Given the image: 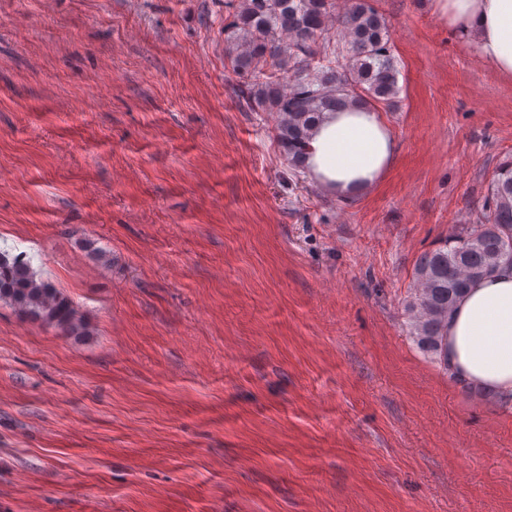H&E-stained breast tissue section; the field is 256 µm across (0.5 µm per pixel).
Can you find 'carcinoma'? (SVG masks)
<instances>
[{"label":"carcinoma","instance_id":"carcinoma-1","mask_svg":"<svg viewBox=\"0 0 512 512\" xmlns=\"http://www.w3.org/2000/svg\"><path fill=\"white\" fill-rule=\"evenodd\" d=\"M225 7L235 9L224 28L226 57L233 72L253 78L240 97L253 110L278 113L276 138L290 165L304 166L311 128L323 113L395 102L400 70L391 33L370 0H351L340 14L334 0H227ZM269 64L279 71L275 81L262 79ZM503 262L512 263V159L496 169L479 223L466 225L415 265L409 335L443 368L448 314L471 281ZM0 301L69 336L89 335L59 289L22 257L1 251Z\"/></svg>","mask_w":512,"mask_h":512}]
</instances>
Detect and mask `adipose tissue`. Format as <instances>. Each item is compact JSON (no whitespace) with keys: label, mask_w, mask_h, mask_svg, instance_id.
<instances>
[{"label":"adipose tissue","mask_w":512,"mask_h":512,"mask_svg":"<svg viewBox=\"0 0 512 512\" xmlns=\"http://www.w3.org/2000/svg\"><path fill=\"white\" fill-rule=\"evenodd\" d=\"M449 29L473 42L480 58L512 77V0H436ZM397 141L381 114L347 107L312 129L307 170L321 189L342 197L375 188L391 169ZM448 372L456 381L512 397V264L473 281L448 316Z\"/></svg>","instance_id":"adipose-tissue-1"}]
</instances>
